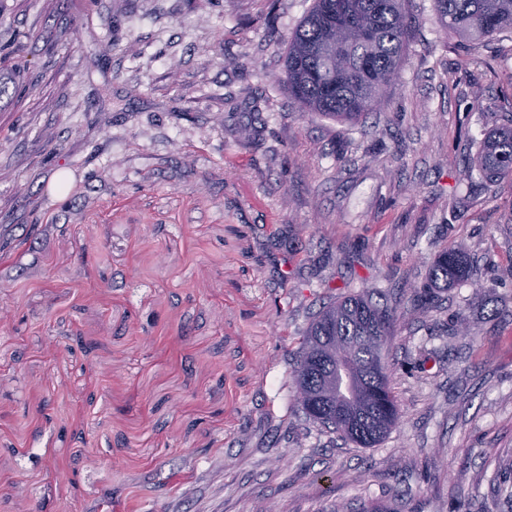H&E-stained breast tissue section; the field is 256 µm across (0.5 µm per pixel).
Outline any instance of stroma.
I'll list each match as a JSON object with an SVG mask.
<instances>
[{"label":"stroma","instance_id":"35a3bbf8","mask_svg":"<svg viewBox=\"0 0 512 512\" xmlns=\"http://www.w3.org/2000/svg\"><path fill=\"white\" fill-rule=\"evenodd\" d=\"M313 0H0V512H512V33L412 0L400 84L341 124L286 91ZM463 282L412 305L446 249ZM380 288L373 448L291 385L323 303ZM476 169L487 183L512 180V112L492 126L477 152Z\"/></svg>","mask_w":512,"mask_h":512}]
</instances>
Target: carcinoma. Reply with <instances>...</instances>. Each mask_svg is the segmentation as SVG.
Wrapping results in <instances>:
<instances>
[{
    "label": "carcinoma",
    "mask_w": 512,
    "mask_h": 512,
    "mask_svg": "<svg viewBox=\"0 0 512 512\" xmlns=\"http://www.w3.org/2000/svg\"><path fill=\"white\" fill-rule=\"evenodd\" d=\"M352 20L336 27V0L313 5L288 41V94L304 112L353 124L384 103L385 87L399 84L410 34V0H348ZM438 18L455 36L493 39L512 33V0H434ZM15 81L9 58L0 57V100ZM476 169L487 183L512 180V112L482 140ZM430 282L443 289L472 279L459 250L438 254ZM341 295L314 316L292 371L305 414L361 448L382 442L398 419L390 387L386 346L398 315L373 296Z\"/></svg>",
    "instance_id": "carcinoma-1"
}]
</instances>
